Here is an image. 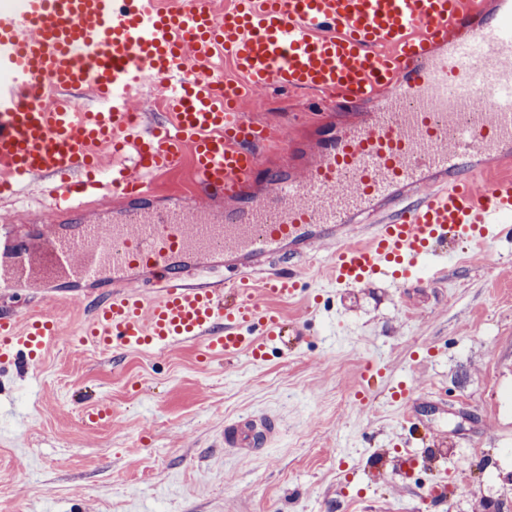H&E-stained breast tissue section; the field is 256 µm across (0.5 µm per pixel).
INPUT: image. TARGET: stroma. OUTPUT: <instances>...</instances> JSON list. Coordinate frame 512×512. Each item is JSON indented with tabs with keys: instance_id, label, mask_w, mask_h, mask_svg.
<instances>
[{
	"instance_id": "1",
	"label": "stroma",
	"mask_w": 512,
	"mask_h": 512,
	"mask_svg": "<svg viewBox=\"0 0 512 512\" xmlns=\"http://www.w3.org/2000/svg\"><path fill=\"white\" fill-rule=\"evenodd\" d=\"M318 93H261L247 112L318 136ZM316 248L283 302L289 343L265 361L200 364L196 345L102 353L75 344L94 288L40 283L1 300L31 315L51 295L60 335L28 371L0 365V512H512V242H461L448 276L336 290ZM379 373L355 393L366 361ZM412 379L417 414L388 394ZM104 397L111 425L80 412ZM276 418L275 442L229 453L224 425Z\"/></svg>"
}]
</instances>
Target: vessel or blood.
<instances>
[{
  "instance_id": "vessel-or-blood-1",
  "label": "vessel or blood",
  "mask_w": 512,
  "mask_h": 512,
  "mask_svg": "<svg viewBox=\"0 0 512 512\" xmlns=\"http://www.w3.org/2000/svg\"><path fill=\"white\" fill-rule=\"evenodd\" d=\"M0 0V192L57 180L56 222L33 255L0 225V289L32 272L99 288L77 338L105 351L194 343L206 357H264L255 335L284 336L270 298L294 297L318 243L329 280L352 289L445 275L458 240H512V0ZM226 58L242 77L215 88ZM152 79L172 110L133 111ZM313 90L328 108L371 102L328 131L303 175L265 168L283 132L244 103L269 88ZM95 95L100 109L72 92ZM111 140L132 167L112 171V213L58 226L100 189L94 148ZM191 156L194 189L161 201L158 175ZM50 315L0 310V359L27 369L58 336ZM84 424L112 421L104 399ZM274 418L225 424L241 452L277 435Z\"/></svg>"
}]
</instances>
